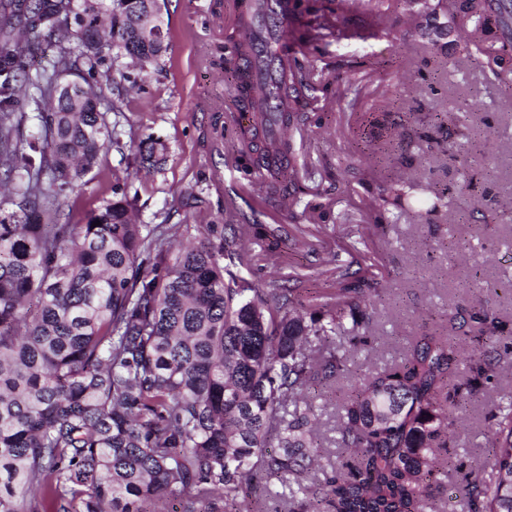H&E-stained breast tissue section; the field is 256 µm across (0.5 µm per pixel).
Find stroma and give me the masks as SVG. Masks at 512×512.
Instances as JSON below:
<instances>
[{"instance_id": "stroma-1", "label": "stroma", "mask_w": 512, "mask_h": 512, "mask_svg": "<svg viewBox=\"0 0 512 512\" xmlns=\"http://www.w3.org/2000/svg\"><path fill=\"white\" fill-rule=\"evenodd\" d=\"M160 6L165 70L107 119L122 134L161 138L167 163L161 173L133 175L120 153L104 151L81 193L62 200L64 220L85 223L111 197L113 179L125 176L139 196L135 221L188 224L184 243L232 220L302 228L304 241L288 235L274 247L240 237L255 260L239 275L269 293L294 288L311 310L336 277L373 284L370 326H348L335 338L349 375L305 391L320 417L316 481L350 456L336 443L343 401L365 374L400 360L412 336L449 338L466 356L461 378L469 373L468 358L495 360L489 380L456 409L448 474L428 488L439 512H468L467 482L491 476L493 416L512 411V73L486 80L482 57L467 56L456 33L438 34L432 15L411 16L405 0H394L378 39L342 36L357 20H341L340 33L311 57L329 91L294 132L316 179L303 182L302 206L278 212L237 162V68L224 53L229 0H160ZM459 132L468 147L463 164L446 152L449 135ZM409 172L444 194L448 209L375 222L373 197ZM478 308L498 317L505 331L483 333L471 320ZM291 495L277 478H264L239 495L238 507L286 512Z\"/></svg>"}]
</instances>
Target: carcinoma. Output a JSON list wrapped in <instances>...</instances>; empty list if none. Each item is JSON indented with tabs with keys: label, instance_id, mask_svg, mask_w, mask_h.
Returning a JSON list of instances; mask_svg holds the SVG:
<instances>
[{
	"label": "carcinoma",
	"instance_id": "1",
	"mask_svg": "<svg viewBox=\"0 0 512 512\" xmlns=\"http://www.w3.org/2000/svg\"><path fill=\"white\" fill-rule=\"evenodd\" d=\"M373 28L389 0H347ZM447 16L465 46L486 57L489 75L512 66V0H423ZM155 0H28L0 3V512H222L259 475L300 480L315 457L318 414L300 404L316 379L339 377L346 359L330 347L360 303L345 282L317 311L294 309L295 289L275 297L238 278L222 260L247 266L224 225L193 247L132 217L136 197L114 178L112 198L84 224L61 221L100 154L128 151L136 169H162L167 146L152 136L122 142L107 113L115 63L128 57L141 81L162 70L164 32L141 17ZM308 40L326 37L324 16L296 18ZM71 25L44 69L26 59L43 33ZM113 52L107 64L105 51ZM81 84L65 77L79 65ZM318 86L303 66L278 60L261 96L240 83L251 171L266 200L290 211L296 181L310 179L293 140L303 104ZM38 133L24 140V107ZM430 215L447 199L408 177L373 199ZM100 225L93 226V223ZM457 354L444 336L413 337L390 367L370 373L343 405L342 447L351 460L306 488L292 512H427L426 481L450 461L453 412L479 389L489 365L454 381ZM494 481L473 484L470 512H512V414L493 430Z\"/></svg>",
	"mask_w": 512,
	"mask_h": 512
}]
</instances>
